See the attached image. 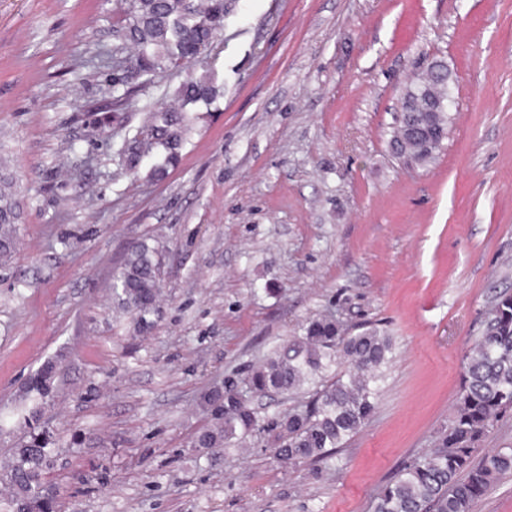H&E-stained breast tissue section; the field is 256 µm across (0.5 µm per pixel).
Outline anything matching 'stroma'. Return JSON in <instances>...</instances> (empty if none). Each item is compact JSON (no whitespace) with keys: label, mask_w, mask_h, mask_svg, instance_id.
I'll use <instances>...</instances> for the list:
<instances>
[{"label":"stroma","mask_w":512,"mask_h":512,"mask_svg":"<svg viewBox=\"0 0 512 512\" xmlns=\"http://www.w3.org/2000/svg\"><path fill=\"white\" fill-rule=\"evenodd\" d=\"M113 0H0V164L24 203L0 265V472L48 430L55 512H371L448 427L471 341L512 293V0H239L190 68L123 71ZM455 95L434 159L390 144L431 62ZM200 106L159 181L118 150L189 75ZM133 92L112 109L116 74ZM159 248L151 334L112 274ZM317 314L394 339L371 418L324 469L195 448L202 396ZM56 365L38 420L30 379Z\"/></svg>","instance_id":"stroma-1"}]
</instances>
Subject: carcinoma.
<instances>
[{
  "mask_svg": "<svg viewBox=\"0 0 512 512\" xmlns=\"http://www.w3.org/2000/svg\"><path fill=\"white\" fill-rule=\"evenodd\" d=\"M229 0H115V27L131 48L137 74L150 82L156 73L192 63L224 29ZM448 70L441 64L413 82L409 104L400 113L392 142L399 155L426 162L441 148L448 132V113L425 111L427 102L445 93ZM223 94L205 74L189 78L174 91L177 105L150 113L137 133L124 141L125 167L162 179L176 164L200 105ZM23 206L13 175L0 168V265L19 244ZM162 263L158 249L146 242L134 246L113 274L117 307L134 315L135 330L154 328ZM486 316L489 326L466 356L463 382L448 428L433 448L378 493L373 512H472L474 504L504 475L512 473V448L474 459L488 428L512 410V294H500ZM390 334L376 324L353 333L331 314L314 316L301 333L282 341L263 363L250 370L246 386L263 395H309L304 408L263 418L232 384L211 392L212 420L195 441L197 448L235 447L269 435L276 459L292 465L320 464L359 432L373 415L378 382L392 360ZM54 367L46 364L30 381L40 399L51 393ZM51 436L33 433L14 450L5 478L13 489L11 512H50L43 475L51 465Z\"/></svg>",
  "mask_w": 512,
  "mask_h": 512,
  "instance_id": "cac0c4a2",
  "label": "carcinoma"
}]
</instances>
